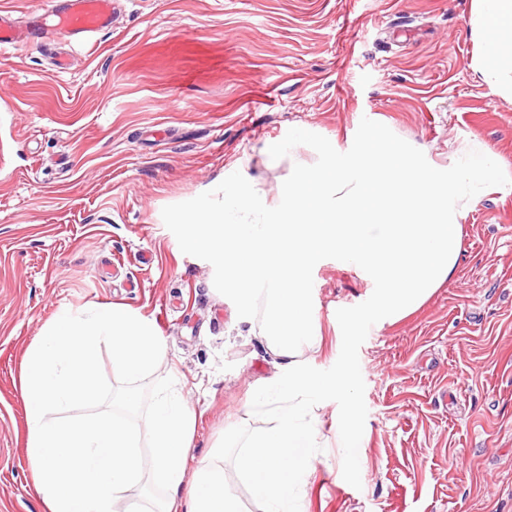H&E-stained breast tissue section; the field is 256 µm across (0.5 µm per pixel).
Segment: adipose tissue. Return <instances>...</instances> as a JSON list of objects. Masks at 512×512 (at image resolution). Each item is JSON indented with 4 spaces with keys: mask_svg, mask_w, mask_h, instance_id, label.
I'll list each match as a JSON object with an SVG mask.
<instances>
[{
    "mask_svg": "<svg viewBox=\"0 0 512 512\" xmlns=\"http://www.w3.org/2000/svg\"><path fill=\"white\" fill-rule=\"evenodd\" d=\"M471 23L481 45V73L512 94V0H472Z\"/></svg>",
    "mask_w": 512,
    "mask_h": 512,
    "instance_id": "adipose-tissue-1",
    "label": "adipose tissue"
}]
</instances>
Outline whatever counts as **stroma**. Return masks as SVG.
<instances>
[{
	"mask_svg": "<svg viewBox=\"0 0 512 512\" xmlns=\"http://www.w3.org/2000/svg\"><path fill=\"white\" fill-rule=\"evenodd\" d=\"M472 0H117L87 39L0 46V512H43L25 458L23 354L63 308L121 304L165 341L194 413L188 468L229 428L265 427L252 397L283 372L258 320L238 317L214 269L184 254L161 211L214 189L228 169L276 202L305 126L349 150L362 118L445 167L479 141L512 176V96L475 60ZM70 68L55 73L58 52ZM453 276L413 314L371 327L359 349L368 414L361 488L342 477L335 408L301 512H512V185L462 219ZM152 255V263L140 260ZM330 368L336 312L368 282L325 259L313 271Z\"/></svg>",
	"mask_w": 512,
	"mask_h": 512,
	"instance_id": "1",
	"label": "stroma"
}]
</instances>
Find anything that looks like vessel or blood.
Listing matches in <instances>:
<instances>
[{
  "label": "vessel or blood",
  "mask_w": 512,
  "mask_h": 512,
  "mask_svg": "<svg viewBox=\"0 0 512 512\" xmlns=\"http://www.w3.org/2000/svg\"><path fill=\"white\" fill-rule=\"evenodd\" d=\"M113 11V0H47L44 12L22 25L0 13V45L86 38L109 28Z\"/></svg>",
  "instance_id": "b4317fda"
}]
</instances>
